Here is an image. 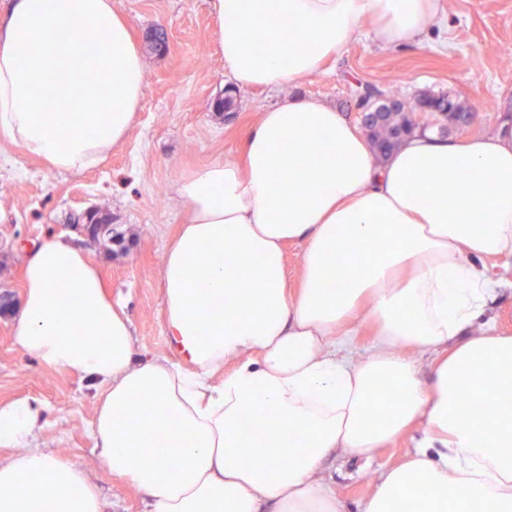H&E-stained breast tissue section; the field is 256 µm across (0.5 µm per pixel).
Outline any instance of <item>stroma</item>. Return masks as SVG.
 Instances as JSON below:
<instances>
[{"label": "stroma", "mask_w": 512, "mask_h": 512, "mask_svg": "<svg viewBox=\"0 0 512 512\" xmlns=\"http://www.w3.org/2000/svg\"><path fill=\"white\" fill-rule=\"evenodd\" d=\"M127 17L145 61L146 80L136 124L127 141L102 163L79 173L50 170L0 138V291L21 297L22 255L46 232L75 234L99 266L113 299L132 322L141 356L163 358L165 342L160 264L183 222L179 181L216 161L235 158L260 112L285 98L279 89L236 90V109L217 101L233 80L216 50L209 0H112ZM165 49L152 47L157 25ZM377 87L413 107L422 94L451 98L473 112L466 131L477 136L512 118V0H445V16L422 46L382 48L371 39L353 43L329 62L324 75L297 90L358 121L364 87ZM96 207L112 218L113 241L75 231L72 214ZM13 319L0 316V405L40 399L47 425L31 447L84 468L107 512H143L138 491L112 477L90 433L100 391L64 370L44 367L16 348ZM412 430L380 449L370 470L342 455L323 469L343 512H362L377 472L397 465L420 437Z\"/></svg>", "instance_id": "35a3bbf8"}]
</instances>
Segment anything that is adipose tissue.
Segmentation results:
<instances>
[{
	"label": "adipose tissue",
	"instance_id": "obj_1",
	"mask_svg": "<svg viewBox=\"0 0 512 512\" xmlns=\"http://www.w3.org/2000/svg\"><path fill=\"white\" fill-rule=\"evenodd\" d=\"M210 11L224 72L249 90L297 87L364 35L420 44L443 6L210 0ZM55 84L86 111H47L35 91ZM144 84L112 0H14L0 21V137L50 169L81 171L120 146ZM178 193L188 219L161 266L170 357H138L123 306L63 234L24 255L12 328L43 366L100 386L96 448L144 512H342L324 461L370 462L414 428L421 438L363 512H512V332L483 318L512 274V121L469 139L419 132L381 161L336 107L291 95L261 112L236 159ZM365 326L373 340L358 354ZM475 392L486 411L468 405ZM45 413L35 399L0 405V448L16 451L0 459V512H105L80 466L29 447ZM297 438L306 448L289 456Z\"/></svg>",
	"mask_w": 512,
	"mask_h": 512
}]
</instances>
